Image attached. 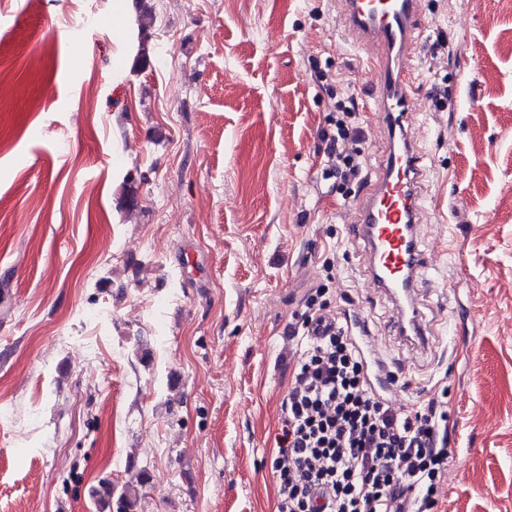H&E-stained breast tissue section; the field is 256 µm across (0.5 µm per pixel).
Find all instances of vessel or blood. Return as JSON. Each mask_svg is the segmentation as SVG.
I'll list each match as a JSON object with an SVG mask.
<instances>
[{
  "instance_id": "b4317fda",
  "label": "vessel or blood",
  "mask_w": 512,
  "mask_h": 512,
  "mask_svg": "<svg viewBox=\"0 0 512 512\" xmlns=\"http://www.w3.org/2000/svg\"><path fill=\"white\" fill-rule=\"evenodd\" d=\"M357 54L374 61L370 96L387 129L383 162L367 191L348 211L351 231L364 243L363 265L373 288L396 309L394 329L427 344L429 328L418 310L419 293L433 284L417 244L424 206L423 176L408 108L414 97V62L424 28L422 0H339ZM371 386L393 400L397 384L385 367L371 369Z\"/></svg>"
}]
</instances>
